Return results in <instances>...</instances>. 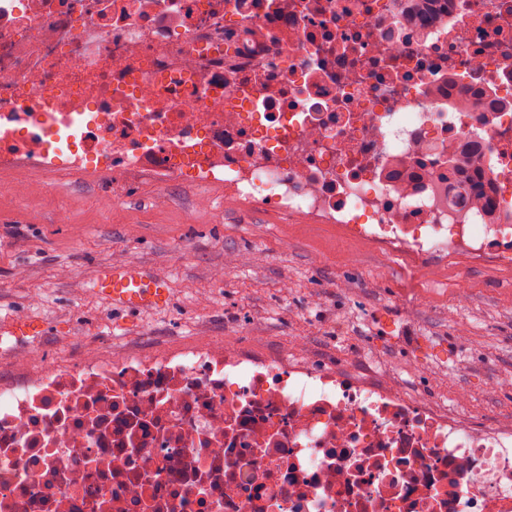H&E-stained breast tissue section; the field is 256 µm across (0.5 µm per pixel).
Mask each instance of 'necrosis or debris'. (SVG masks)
Wrapping results in <instances>:
<instances>
[{"label": "necrosis or debris", "instance_id": "4bbe7bcc", "mask_svg": "<svg viewBox=\"0 0 512 512\" xmlns=\"http://www.w3.org/2000/svg\"><path fill=\"white\" fill-rule=\"evenodd\" d=\"M492 92L501 108L483 111ZM512 0H0V162L216 178L415 261L512 268ZM492 211L458 216L448 156ZM0 512H512V425L215 340L17 352ZM481 153L482 148L480 145L473 144L466 152L460 153L458 156L454 155L448 161L452 173L467 185L464 188V194H462L453 182L448 183V198L456 207L478 206L486 199L483 184L473 179L468 173L472 155H481Z\"/></svg>", "mask_w": 512, "mask_h": 512}]
</instances>
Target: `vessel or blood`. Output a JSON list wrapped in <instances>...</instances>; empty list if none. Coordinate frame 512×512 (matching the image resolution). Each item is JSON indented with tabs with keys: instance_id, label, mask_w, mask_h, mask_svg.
<instances>
[{
	"instance_id": "1",
	"label": "vessel or blood",
	"mask_w": 512,
	"mask_h": 512,
	"mask_svg": "<svg viewBox=\"0 0 512 512\" xmlns=\"http://www.w3.org/2000/svg\"><path fill=\"white\" fill-rule=\"evenodd\" d=\"M94 289L114 310L127 314L162 310L172 299L167 279L140 266L101 267L94 279Z\"/></svg>"
}]
</instances>
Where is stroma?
<instances>
[{"label": "stroma", "instance_id": "35a3bbf8", "mask_svg": "<svg viewBox=\"0 0 512 512\" xmlns=\"http://www.w3.org/2000/svg\"><path fill=\"white\" fill-rule=\"evenodd\" d=\"M12 164H0V325L20 311L46 325L36 343L65 365L84 350L150 354L221 338L290 359L304 339L311 358L344 374L395 382L406 396L492 426L512 424V271L453 252L434 258V278L371 242L349 243L337 224L259 208H224V188L167 187L170 206L155 209L157 185L125 183L103 211L111 173L63 176L32 170L26 206L8 193ZM144 265L166 278L169 309L146 311L128 327L92 287L99 267ZM469 299L457 301L459 288ZM68 331H60V323ZM471 393L457 407L453 394Z\"/></svg>", "mask_w": 512, "mask_h": 512}]
</instances>
